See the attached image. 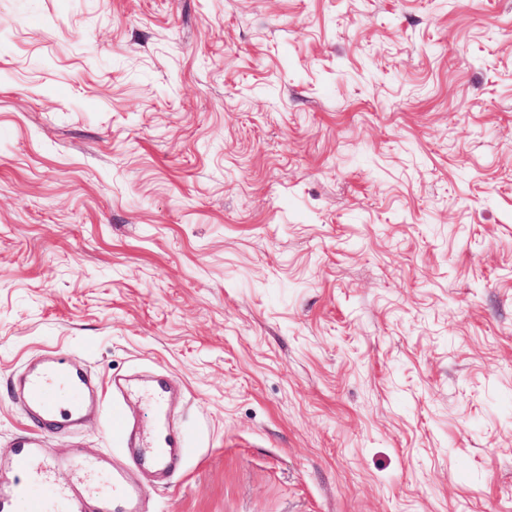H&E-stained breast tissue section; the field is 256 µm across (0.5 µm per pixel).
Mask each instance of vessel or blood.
<instances>
[{"label": "vessel or blood", "mask_w": 512, "mask_h": 512, "mask_svg": "<svg viewBox=\"0 0 512 512\" xmlns=\"http://www.w3.org/2000/svg\"><path fill=\"white\" fill-rule=\"evenodd\" d=\"M30 419L43 431L56 433L81 421L106 394L92 383L87 372L69 363L61 354L43 355L27 367L15 382ZM146 400L157 425L147 436L131 430L120 402L112 404V443L119 448L135 447L141 462L165 474L174 469L184 455L168 429L171 412L169 390L161 384L146 391ZM94 483L90 498L100 512H136L140 493L120 475L113 473L107 458L90 465ZM0 512H83V502L68 493L50 477L35 483L19 482L0 492Z\"/></svg>", "instance_id": "1"}]
</instances>
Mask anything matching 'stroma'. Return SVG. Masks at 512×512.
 Returning a JSON list of instances; mask_svg holds the SVG:
<instances>
[{
	"instance_id": "35a3bbf8",
	"label": "stroma",
	"mask_w": 512,
	"mask_h": 512,
	"mask_svg": "<svg viewBox=\"0 0 512 512\" xmlns=\"http://www.w3.org/2000/svg\"><path fill=\"white\" fill-rule=\"evenodd\" d=\"M47 352L179 386L142 512H512V0H0L4 487Z\"/></svg>"
}]
</instances>
